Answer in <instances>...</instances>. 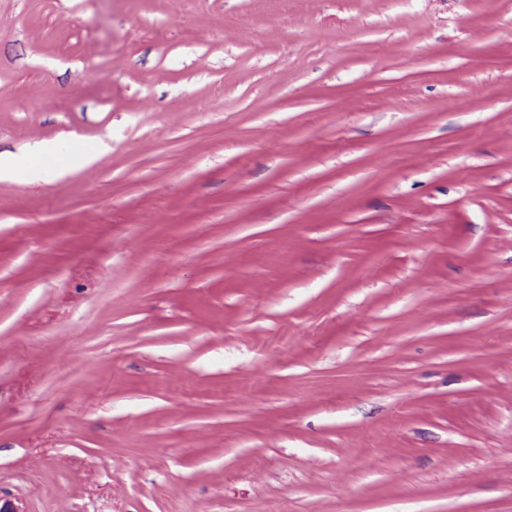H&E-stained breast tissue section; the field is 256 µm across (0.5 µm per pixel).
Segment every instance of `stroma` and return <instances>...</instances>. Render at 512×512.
I'll list each match as a JSON object with an SVG mask.
<instances>
[{"mask_svg":"<svg viewBox=\"0 0 512 512\" xmlns=\"http://www.w3.org/2000/svg\"><path fill=\"white\" fill-rule=\"evenodd\" d=\"M5 151L20 512H512V0H0Z\"/></svg>","mask_w":512,"mask_h":512,"instance_id":"stroma-1","label":"stroma"}]
</instances>
